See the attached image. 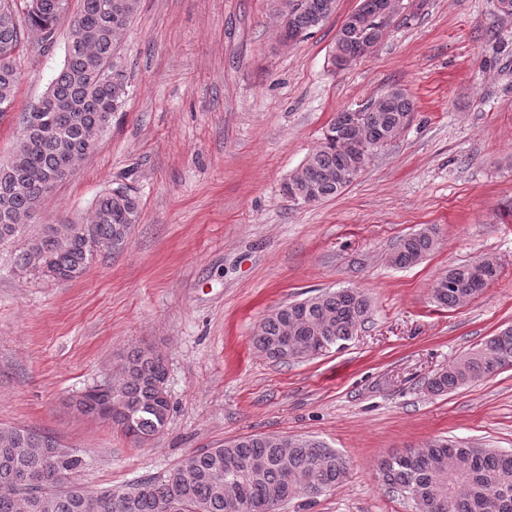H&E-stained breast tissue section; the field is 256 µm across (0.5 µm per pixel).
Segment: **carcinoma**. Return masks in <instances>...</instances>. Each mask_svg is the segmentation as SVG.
Returning a JSON list of instances; mask_svg holds the SVG:
<instances>
[{
  "label": "carcinoma",
  "mask_w": 512,
  "mask_h": 512,
  "mask_svg": "<svg viewBox=\"0 0 512 512\" xmlns=\"http://www.w3.org/2000/svg\"><path fill=\"white\" fill-rule=\"evenodd\" d=\"M284 15L279 0L271 8L278 28L303 40L336 11V0H295ZM141 0H82L72 19L74 38L58 76L39 101L43 128L19 136L10 161L0 165V241L16 236L18 217L37 212L50 193L49 179L69 160L87 156L110 129L111 114L122 110L128 80L117 62L118 42L140 10ZM388 0H359L343 20L331 65L365 57L363 46H378ZM69 0H0V113L10 110L19 80L17 57L26 41L46 51L56 43L58 21ZM414 111L412 99L391 88L379 101L358 111L342 110L327 126L319 146L289 178L288 196L308 203L341 193L353 183L361 162L400 135L403 118ZM140 215L131 190L100 197L89 225L107 252L123 247ZM80 224H56L28 240L17 255L23 269L56 280L81 277L96 260ZM438 245L428 228L403 238L390 253L398 267L416 265ZM497 277L491 269L483 285L471 275V263L454 265L434 280L432 296L453 308L478 296ZM371 300L357 288H339L272 309L252 334L253 348L276 362L317 357L349 340L369 319ZM512 367V325L490 336L477 349L436 372L427 388L443 395ZM165 357L135 347L117 368L112 388L121 406L104 420L141 446L163 431L169 399ZM262 435L232 440L184 456L161 481H140L126 490H89L77 479L87 466L84 453L54 436L21 426H0V485L17 487L0 496V512H233L226 491L268 512L267 505L299 500L308 512L317 498L339 487L348 476L345 457L325 443ZM384 485L406 494L415 512H512V452L435 439L380 464Z\"/></svg>",
  "instance_id": "carcinoma-1"
}]
</instances>
